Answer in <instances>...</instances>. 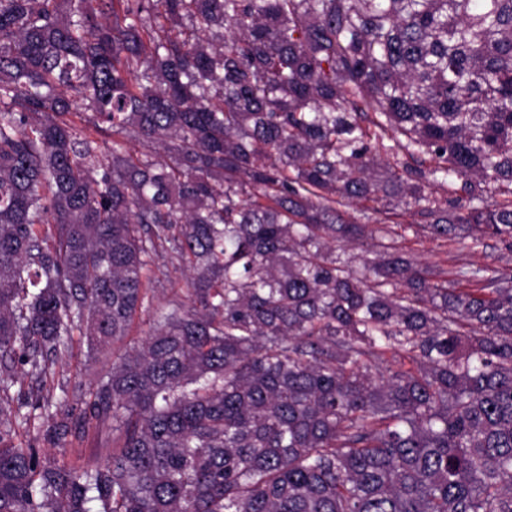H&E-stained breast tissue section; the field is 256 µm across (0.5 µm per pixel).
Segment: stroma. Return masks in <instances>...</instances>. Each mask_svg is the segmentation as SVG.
I'll return each mask as SVG.
<instances>
[{"label": "stroma", "instance_id": "stroma-1", "mask_svg": "<svg viewBox=\"0 0 512 512\" xmlns=\"http://www.w3.org/2000/svg\"><path fill=\"white\" fill-rule=\"evenodd\" d=\"M368 217L370 223L391 225L398 245L419 264L438 265L449 270L512 265V253L495 239L486 237L476 244L469 238L450 240L433 236L423 229L419 217L406 206H399L393 212L372 211ZM142 294L143 306L127 335L116 340L106 352L89 354L83 338L74 336L69 348L62 351L47 381L23 372L17 373L10 390L11 397L40 395L80 408L88 388L111 367L113 361L125 357L152 332L160 312L177 305H190L193 299L190 274L174 254L161 253L144 273ZM48 427L46 419H37L30 428L17 429L13 442L36 447L40 453L61 462L89 469L103 464L118 444V434L108 419L92 421L83 431L73 433L59 443L46 438Z\"/></svg>", "mask_w": 512, "mask_h": 512}]
</instances>
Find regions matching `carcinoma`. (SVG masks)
I'll list each match as a JSON object with an SVG mask.
<instances>
[{"instance_id": "1", "label": "carcinoma", "mask_w": 512, "mask_h": 512, "mask_svg": "<svg viewBox=\"0 0 512 512\" xmlns=\"http://www.w3.org/2000/svg\"><path fill=\"white\" fill-rule=\"evenodd\" d=\"M394 201L512 252V0H0V512H512V267L345 211ZM167 244L196 301L83 402L112 458L8 443L73 431L17 365L126 335ZM359 206L347 210L359 217ZM367 211L369 219L361 217L365 224H390L395 231L397 244L407 251L421 265H439L445 269L481 266L500 268L512 265V253H508L495 239L485 237L475 245L471 237L466 239H446L431 235L423 229L420 218L412 209L400 205L393 212L383 210ZM51 425L45 418L36 419L29 429L16 428L13 443L32 445L39 448L41 454L54 456L59 461L84 468H95L103 464L118 445V434L112 431V419L93 420L84 431L69 435L65 441L55 443L45 438Z\"/></svg>"}]
</instances>
